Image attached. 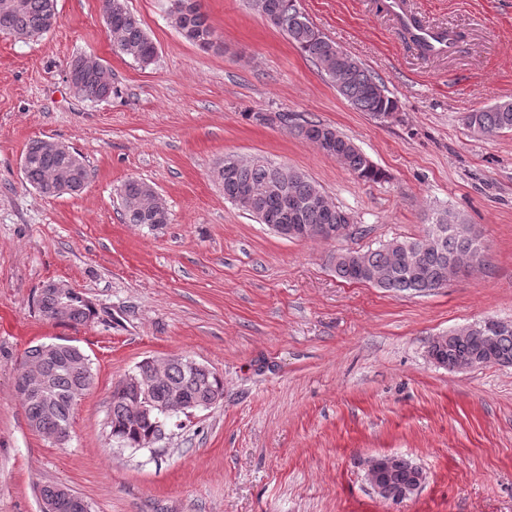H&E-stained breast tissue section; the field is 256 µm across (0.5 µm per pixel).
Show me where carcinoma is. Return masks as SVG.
Wrapping results in <instances>:
<instances>
[{
	"instance_id": "obj_1",
	"label": "carcinoma",
	"mask_w": 512,
	"mask_h": 512,
	"mask_svg": "<svg viewBox=\"0 0 512 512\" xmlns=\"http://www.w3.org/2000/svg\"><path fill=\"white\" fill-rule=\"evenodd\" d=\"M250 7L273 27L282 31L323 72H332L337 92L355 109L376 116L379 112H395L397 101L387 94L380 80L352 55L336 59V45L323 37L298 6V0H249ZM106 22L113 34V51L141 65L153 63L158 48L142 27L140 19L128 9L126 0H102ZM168 15L172 26L187 41L202 47L217 43L216 30L203 11L201 0H170ZM56 0H0V26L18 34L42 36L57 23ZM75 76L79 94L91 101L103 100L116 93L112 71L101 61L84 53L75 56L68 65ZM465 125L475 135L492 136L504 130L512 131V99L499 102L465 117ZM299 137L317 146L325 155L339 159L356 178L377 182L384 172L347 136L321 122L306 121L295 126ZM236 155H224V161L213 175L224 189V198L240 211L255 217L261 224H280L288 198L302 202V208L288 218L290 224L332 226L350 224L352 218L336 206L329 211L315 201L324 194L320 185L296 169L288 180L280 178L277 164L260 155L247 163L235 162ZM25 181L47 195L83 190L90 178L84 158L75 150L54 152L41 140L33 141L22 158ZM120 198L127 224H167L169 211L151 210L149 199L153 185L130 178L120 188ZM439 240L424 251L416 250L420 239L392 240L375 249H344L332 256L336 277L365 283L397 294H427L441 287L448 273V264L461 258L479 244L471 226L456 215L443 221ZM92 316V308L81 293L70 299V310L63 324L83 325ZM434 357L444 363L459 359H487L512 362V329L494 333L490 344L451 338L432 345ZM24 361L41 363L47 376L48 390L39 396L19 393L25 406L29 426L48 437L70 430L72 409L93 384L92 369H79L74 356L62 350L53 359H44L40 346L30 347ZM133 377L150 390L157 405L173 397L184 401L185 408L217 393H224V379L207 367L192 369L185 363L167 358L157 364L146 361L138 366ZM134 389L118 384L112 391L110 433L131 448L147 440L154 430L155 418L145 416L133 422L128 419L127 400ZM417 478L414 463L406 459L395 470L379 479L393 487L412 485Z\"/></svg>"
}]
</instances>
